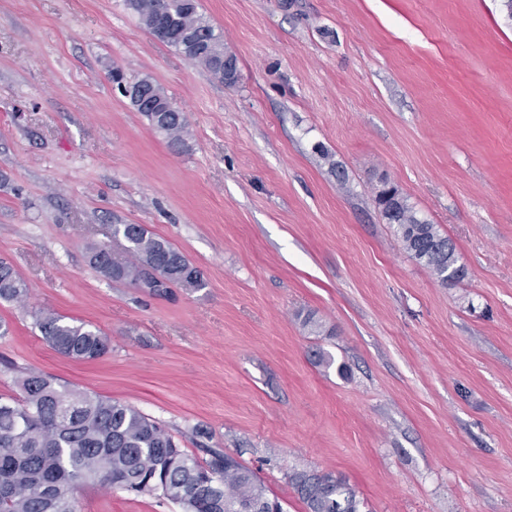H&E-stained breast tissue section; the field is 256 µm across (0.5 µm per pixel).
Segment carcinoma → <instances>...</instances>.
<instances>
[{"mask_svg": "<svg viewBox=\"0 0 512 512\" xmlns=\"http://www.w3.org/2000/svg\"><path fill=\"white\" fill-rule=\"evenodd\" d=\"M149 32L227 85L238 79V60L222 33L186 0H126ZM142 114L168 143L185 145L187 119L179 110ZM375 202L403 249L445 285L462 281L455 246L399 190L383 184ZM126 242L119 256L103 245L88 246L90 264L104 278L150 288L152 277L167 287L202 286L201 271L173 245L143 224H119ZM27 283L0 261V302H24ZM35 326L59 354L94 361L110 349L99 329L54 314L34 313ZM21 396L0 401V512H79L77 493L97 484L135 495L163 496L183 512H284L279 498L231 455L210 451L200 462L173 436L136 408L70 388L56 378L30 372L18 382ZM306 512H362L363 502L347 479L331 471L290 477Z\"/></svg>", "mask_w": 512, "mask_h": 512, "instance_id": "1", "label": "carcinoma"}]
</instances>
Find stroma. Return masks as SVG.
<instances>
[{"instance_id":"1","label":"stroma","mask_w":512,"mask_h":512,"mask_svg":"<svg viewBox=\"0 0 512 512\" xmlns=\"http://www.w3.org/2000/svg\"><path fill=\"white\" fill-rule=\"evenodd\" d=\"M200 4L236 85L125 0H0V260L30 288L26 306L0 303V396L34 371L129 404L199 460L230 453L284 512H305L290 484L305 470L342 473L370 512H512L501 0ZM116 68L184 112L185 151L120 93ZM384 179L451 239L462 283L403 250L373 202ZM120 224L178 248L203 287L102 279L87 247L122 251ZM35 309L102 330L109 352L61 356ZM79 510L181 512L96 485Z\"/></svg>"}]
</instances>
